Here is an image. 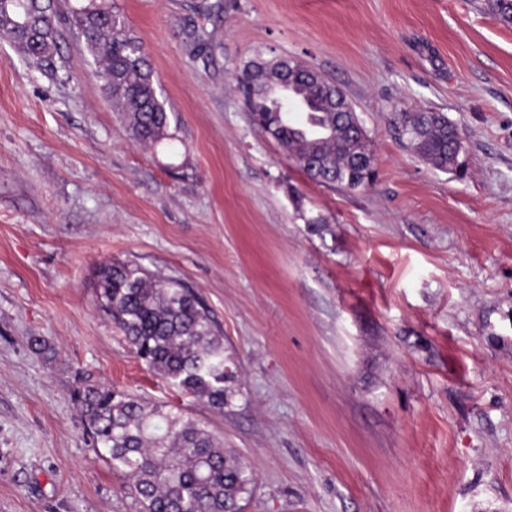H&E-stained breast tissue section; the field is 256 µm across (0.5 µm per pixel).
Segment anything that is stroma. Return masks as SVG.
<instances>
[{
  "label": "stroma",
  "mask_w": 512,
  "mask_h": 512,
  "mask_svg": "<svg viewBox=\"0 0 512 512\" xmlns=\"http://www.w3.org/2000/svg\"><path fill=\"white\" fill-rule=\"evenodd\" d=\"M114 2L160 146L114 112L78 0H54L51 65L0 41V512H137L70 400L80 373L222 440L254 473L242 512H512V27L487 0ZM275 56L345 92L372 185L312 181L253 123L236 78ZM402 109L458 126L461 174L403 145ZM115 260L197 292L240 371L223 414L100 308Z\"/></svg>",
  "instance_id": "stroma-1"
}]
</instances>
